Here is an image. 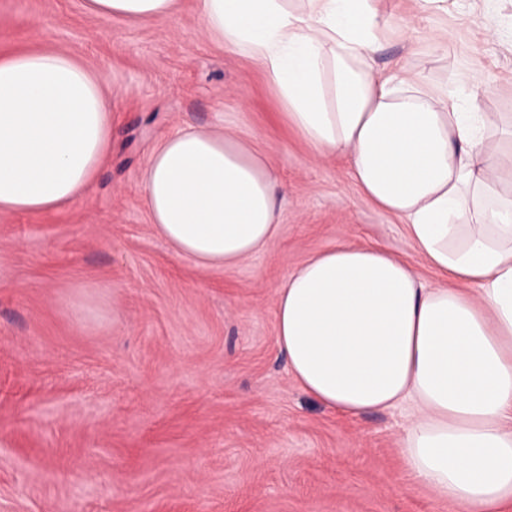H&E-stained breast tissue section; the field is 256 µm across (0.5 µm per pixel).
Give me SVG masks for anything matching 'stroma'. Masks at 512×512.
I'll return each mask as SVG.
<instances>
[{
    "label": "stroma",
    "instance_id": "35a3bbf8",
    "mask_svg": "<svg viewBox=\"0 0 512 512\" xmlns=\"http://www.w3.org/2000/svg\"><path fill=\"white\" fill-rule=\"evenodd\" d=\"M375 65L406 64L492 116L512 154V0H375ZM64 52L106 75L112 149L93 187L47 214H0V512H455L405 468L401 407L349 418L307 397L276 342V290L332 246L376 242L439 277L343 156L293 132L255 60L208 37L197 0L103 20L84 0H0V51ZM223 121L263 149L280 230L226 270L155 233L142 175L176 129Z\"/></svg>",
    "mask_w": 512,
    "mask_h": 512
}]
</instances>
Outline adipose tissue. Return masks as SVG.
<instances>
[{
	"instance_id": "adipose-tissue-1",
	"label": "adipose tissue",
	"mask_w": 512,
	"mask_h": 512,
	"mask_svg": "<svg viewBox=\"0 0 512 512\" xmlns=\"http://www.w3.org/2000/svg\"><path fill=\"white\" fill-rule=\"evenodd\" d=\"M178 0H85L101 19H157ZM202 29L257 61L289 126L344 155L361 191L405 221L447 282L376 245H338L276 291V336L299 388L355 417L415 411L406 469L457 512H512V194L482 149L487 116L405 69L378 73L373 0H198ZM107 79L69 55L0 57V213L57 210L92 186L112 136ZM156 233L222 270L279 232L267 155L223 123L177 129L143 172ZM477 286L470 294L469 286Z\"/></svg>"
}]
</instances>
